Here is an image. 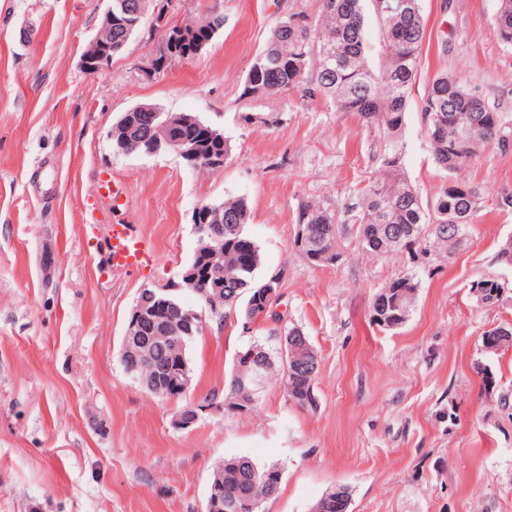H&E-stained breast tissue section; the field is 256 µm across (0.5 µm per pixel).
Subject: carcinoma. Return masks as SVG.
<instances>
[{
    "label": "carcinoma",
    "mask_w": 512,
    "mask_h": 512,
    "mask_svg": "<svg viewBox=\"0 0 512 512\" xmlns=\"http://www.w3.org/2000/svg\"><path fill=\"white\" fill-rule=\"evenodd\" d=\"M317 17L306 5L293 3L270 31L268 40L253 61L243 96H270L296 89L302 96L330 101L338 112L353 114L373 140L384 145L379 165L361 189L356 215V236L363 251L385 255L406 251L420 242L427 227L454 254L466 242L468 230L481 208L482 189L458 179V172L490 146L507 149L512 138L505 132V117L499 108L472 92L461 77L437 72L419 101L421 124L435 166L445 182L432 203L409 183L399 137L405 112L416 84L426 43L427 21L423 0H408L402 13L382 15L378 0H316ZM494 25L500 40L512 46V0H497ZM294 15L310 19L306 27L291 22ZM136 20L131 14L112 17V38L124 36ZM307 65L301 66V57ZM224 227L207 225L202 233L224 239V295L215 311L235 310L248 319L251 304L258 300L265 281L255 277L260 264L258 245L244 232L250 213L246 202L228 198ZM344 224L340 216L316 204H308L299 215L298 234L303 236L306 258L321 255L316 265H334L340 256L337 238ZM418 284L408 277L391 281L372 301L371 312L406 322L415 302ZM193 335L169 337L150 348L155 364L174 366L188 352ZM279 331L255 340L236 353L232 374L224 387V411L239 406L255 407L259 399L256 378L279 381L285 391L305 388L307 377L292 371L281 344L272 347ZM224 469V497L241 498L251 493L266 495V485L257 475L269 471L246 456L215 464Z\"/></svg>",
    "instance_id": "cac0c4a2"
}]
</instances>
